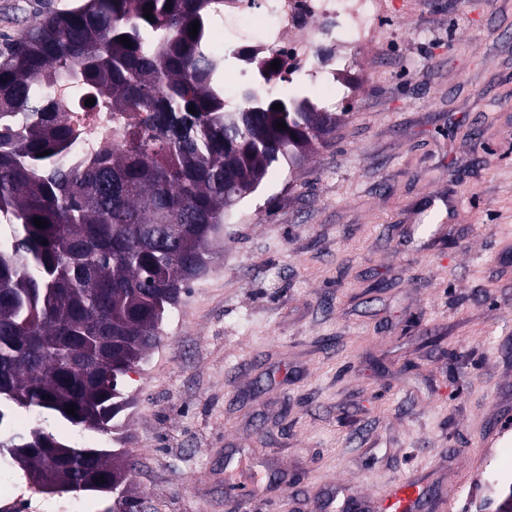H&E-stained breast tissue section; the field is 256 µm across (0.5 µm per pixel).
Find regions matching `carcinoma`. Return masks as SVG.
<instances>
[{
    "instance_id": "carcinoma-1",
    "label": "carcinoma",
    "mask_w": 512,
    "mask_h": 512,
    "mask_svg": "<svg viewBox=\"0 0 512 512\" xmlns=\"http://www.w3.org/2000/svg\"><path fill=\"white\" fill-rule=\"evenodd\" d=\"M216 5L84 0L0 49V386L23 396L19 403L0 391L4 439L16 415L35 409L124 441L122 414L134 402L126 368L157 344L178 302L172 289L207 268L208 243L234 205L336 128V113L299 93H249L227 118L221 72L204 48ZM68 83L81 86L84 112L138 117L123 145L73 154L72 104L54 96ZM36 217L46 227L34 226ZM154 224L170 225L171 241L148 240ZM104 321L118 331L107 348L96 338ZM80 352L104 356L102 376L75 366ZM47 445L68 468L44 489L122 494L83 480L90 461L111 469L125 449L68 445L53 434Z\"/></svg>"
}]
</instances>
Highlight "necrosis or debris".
Masks as SVG:
<instances>
[{
    "label": "necrosis or debris",
    "mask_w": 512,
    "mask_h": 512,
    "mask_svg": "<svg viewBox=\"0 0 512 512\" xmlns=\"http://www.w3.org/2000/svg\"><path fill=\"white\" fill-rule=\"evenodd\" d=\"M384 0H224L211 29H223L224 44L207 47L224 70V105L236 111L246 88L256 96L286 93L294 83H344L354 52L367 45L383 18ZM279 69H272V62ZM264 81H256L258 67ZM78 153L103 142L124 144L122 128L108 112L71 115ZM84 501L60 502L32 488L18 472L0 465V512H82Z\"/></svg>",
    "instance_id": "1"
}]
</instances>
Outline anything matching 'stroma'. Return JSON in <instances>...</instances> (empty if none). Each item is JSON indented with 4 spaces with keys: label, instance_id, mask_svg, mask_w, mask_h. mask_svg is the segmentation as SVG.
<instances>
[{
    "label": "stroma",
    "instance_id": "stroma-1",
    "mask_svg": "<svg viewBox=\"0 0 512 512\" xmlns=\"http://www.w3.org/2000/svg\"><path fill=\"white\" fill-rule=\"evenodd\" d=\"M335 132L226 215L127 381L129 504L424 512L512 485V0H385ZM78 0H0V46ZM269 475L251 498L224 478ZM421 503L420 485L414 482L400 484L389 496L380 499L376 509L379 512H413Z\"/></svg>",
    "mask_w": 512,
    "mask_h": 512
}]
</instances>
